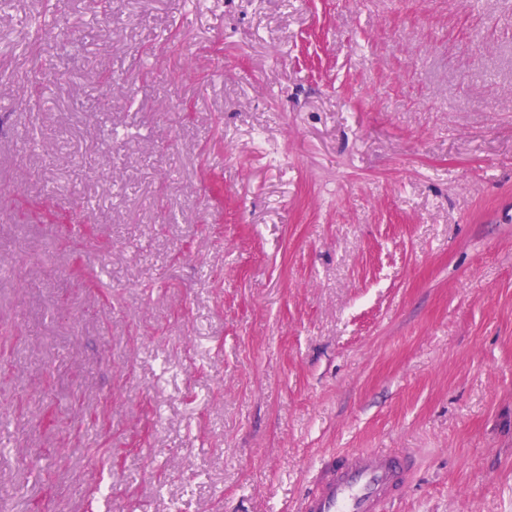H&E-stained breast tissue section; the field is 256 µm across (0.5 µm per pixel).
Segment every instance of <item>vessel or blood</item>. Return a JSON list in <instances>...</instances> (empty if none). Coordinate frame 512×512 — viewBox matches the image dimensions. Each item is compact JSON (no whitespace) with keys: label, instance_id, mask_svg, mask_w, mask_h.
<instances>
[{"label":"vessel or blood","instance_id":"1","mask_svg":"<svg viewBox=\"0 0 512 512\" xmlns=\"http://www.w3.org/2000/svg\"><path fill=\"white\" fill-rule=\"evenodd\" d=\"M411 470V458L393 450L323 458L300 512H383L387 498L406 491Z\"/></svg>","mask_w":512,"mask_h":512}]
</instances>
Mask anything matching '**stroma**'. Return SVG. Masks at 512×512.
<instances>
[{
  "label": "stroma",
  "mask_w": 512,
  "mask_h": 512,
  "mask_svg": "<svg viewBox=\"0 0 512 512\" xmlns=\"http://www.w3.org/2000/svg\"><path fill=\"white\" fill-rule=\"evenodd\" d=\"M0 5V512H512V0ZM412 466L407 454L393 450L325 457L299 512H383L388 497L406 491Z\"/></svg>",
  "instance_id": "obj_1"
}]
</instances>
